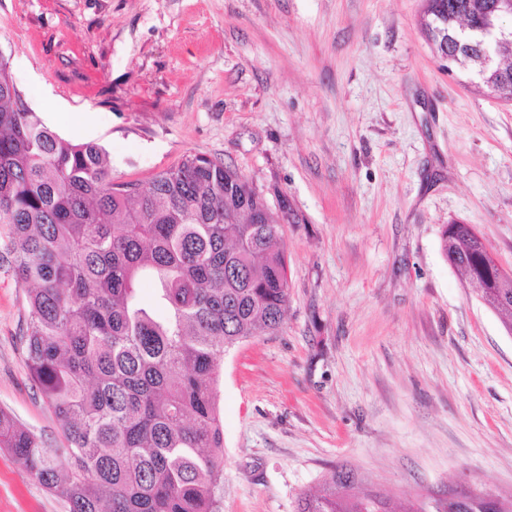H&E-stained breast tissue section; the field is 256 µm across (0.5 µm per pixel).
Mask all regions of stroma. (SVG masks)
I'll use <instances>...</instances> for the list:
<instances>
[{"label": "stroma", "instance_id": "stroma-1", "mask_svg": "<svg viewBox=\"0 0 512 512\" xmlns=\"http://www.w3.org/2000/svg\"><path fill=\"white\" fill-rule=\"evenodd\" d=\"M425 0H0V58L117 183L187 154L287 195L288 309L225 352L221 512H296L333 468L405 512L429 491L512 494V335L440 248L473 225L512 269V102L449 66ZM56 110H49L48 102ZM0 259V409L63 438ZM0 512H68L0 448Z\"/></svg>", "mask_w": 512, "mask_h": 512}]
</instances>
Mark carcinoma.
<instances>
[{
	"label": "carcinoma",
	"mask_w": 512,
	"mask_h": 512,
	"mask_svg": "<svg viewBox=\"0 0 512 512\" xmlns=\"http://www.w3.org/2000/svg\"><path fill=\"white\" fill-rule=\"evenodd\" d=\"M498 0H426L421 27L437 53L459 56L512 102V31L495 69L476 58L501 27ZM236 170L185 156L148 186L115 183L104 149L73 144L34 112L0 60V224L17 280L27 287L22 339L32 381L53 408L66 445L51 448L0 409L8 449L69 512H220L224 433L219 366L224 351L277 331L288 306V256L278 212ZM258 213L261 223H253ZM443 255L467 280L487 282L463 224H448ZM154 286V305L137 299ZM504 326L508 305L475 289ZM336 468L296 512H391L348 493ZM409 512H491L486 499Z\"/></svg>",
	"instance_id": "1"
}]
</instances>
